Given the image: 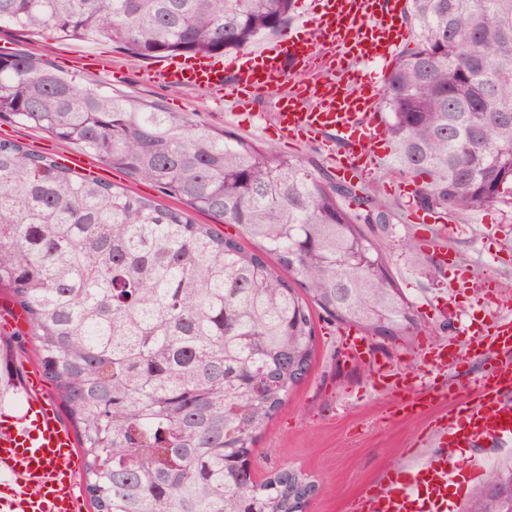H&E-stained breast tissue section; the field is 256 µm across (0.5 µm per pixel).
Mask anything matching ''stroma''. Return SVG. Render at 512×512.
Masks as SVG:
<instances>
[{
    "label": "stroma",
    "instance_id": "obj_1",
    "mask_svg": "<svg viewBox=\"0 0 512 512\" xmlns=\"http://www.w3.org/2000/svg\"><path fill=\"white\" fill-rule=\"evenodd\" d=\"M0 43L8 49L31 52L54 66L63 57L90 55L101 64L121 70L122 79L104 81L98 71L67 69L76 83L107 82L113 94L134 96L187 114L196 124L227 129L260 145L275 143L272 113L275 93L256 95L250 116H239L215 104L212 95L198 90L150 84L143 78L150 60L99 39L64 40L51 30L29 32L0 29ZM0 139L54 157L69 153L68 144L49 133L0 120ZM404 175L384 160L364 172L359 187L373 186L393 222L376 228L375 237L389 259V270L404 298L412 303L419 328L405 336H363L362 361L351 359L344 343L346 328L316 318L317 347L304 381L289 395L265 430L256 438L251 472L255 480L291 468L307 474L318 493L306 512H348L350 501L391 466L404 463L405 451L421 439L429 417H405L392 404L401 397L390 385L376 383L371 363L392 366L395 372H415L430 387L464 396L471 380L488 367L482 357L469 355L462 333L464 323L484 320L488 309L479 287L486 279L512 283V203L496 202L455 217H443L429 235H422L405 217L416 198L395 192ZM415 248H406V241ZM456 261L441 266V251ZM447 301L445 308L435 298ZM23 317H16L0 336V366L8 365L17 378L37 368L35 344ZM453 345L463 360L459 366L436 369L426 362V345Z\"/></svg>",
    "mask_w": 512,
    "mask_h": 512
}]
</instances>
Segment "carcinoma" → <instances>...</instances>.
I'll return each instance as SVG.
<instances>
[{"mask_svg": "<svg viewBox=\"0 0 512 512\" xmlns=\"http://www.w3.org/2000/svg\"><path fill=\"white\" fill-rule=\"evenodd\" d=\"M294 0H0V28L102 38L133 54L242 50ZM418 30L387 76L394 163L448 215L512 195V0H408ZM0 119L50 133L261 242L118 191L0 139V288L78 427L95 512H299L307 475L257 482L236 460L306 377L313 310L371 336L418 328L371 226L369 188L24 50L0 53ZM491 467L467 512H498Z\"/></svg>", "mask_w": 512, "mask_h": 512, "instance_id": "carcinoma-1", "label": "carcinoma"}]
</instances>
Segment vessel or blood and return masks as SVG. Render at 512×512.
Here are the masks:
<instances>
[{"instance_id":"vessel-or-blood-1","label":"vessel or blood","mask_w":512,"mask_h":512,"mask_svg":"<svg viewBox=\"0 0 512 512\" xmlns=\"http://www.w3.org/2000/svg\"><path fill=\"white\" fill-rule=\"evenodd\" d=\"M405 6L406 0H312L309 35H286L273 46L230 59L163 58L147 77L167 87L222 95L244 110L259 92L276 91L272 121L281 135L302 144L335 136L345 150L332 160L348 180L362 164L376 166L386 157L377 148L388 137L379 95L365 88L356 66L376 63L388 71L405 35ZM322 51L337 61L331 79L289 78V65H311ZM231 71L236 74L232 85L227 82ZM468 349L487 358L489 367L472 394L449 398L447 417L432 422L427 437L436 454L413 449L414 468L387 469L353 500L351 512H455L454 500L463 499L484 465L479 457L459 464L458 451L512 440V317L491 315L489 323L470 331ZM18 388L27 407L12 425L0 428V512H78L66 455L73 436L45 404L33 378ZM401 390L396 409L405 414L424 413L437 397L436 391L407 381Z\"/></svg>"}]
</instances>
